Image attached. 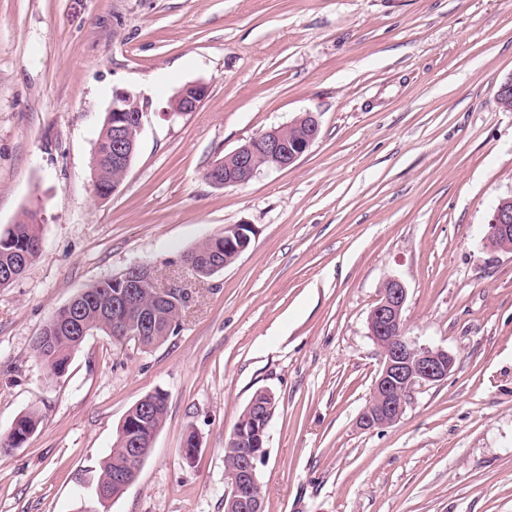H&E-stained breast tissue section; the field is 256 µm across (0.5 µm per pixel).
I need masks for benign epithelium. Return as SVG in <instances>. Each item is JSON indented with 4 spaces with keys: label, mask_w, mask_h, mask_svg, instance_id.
<instances>
[{
    "label": "benign epithelium",
    "mask_w": 512,
    "mask_h": 512,
    "mask_svg": "<svg viewBox=\"0 0 512 512\" xmlns=\"http://www.w3.org/2000/svg\"><path fill=\"white\" fill-rule=\"evenodd\" d=\"M208 93L204 82H192L179 90L172 101V111L184 114L195 112ZM112 115V166L126 175L131 166L135 142L143 129V107L139 98L126 90H118L109 108ZM297 121L307 123L304 138L289 142L285 140V127H274L254 136L251 141L214 162L209 170V179L217 187H237L249 183L263 171L256 163L255 147H260L270 169H286L294 165L315 143L319 124L311 114ZM249 224L224 226V248L237 247V253L245 247L236 246L250 239ZM488 236L493 239H512V200L500 201L494 209L489 223ZM124 290L112 296V307L117 309L138 299L142 289L148 287L151 297L158 302L171 300V288H159L153 270L142 264H133L123 273ZM407 299L405 284L396 277L386 279L379 288V296L368 316V335L380 353V366L375 376L368 404L358 419L362 430L382 428L397 423L405 404L413 392L422 386L433 385L448 378L453 372L455 358L443 348L419 344L407 336L403 317ZM266 455V449L252 450L239 468L225 472L227 489L224 499L230 503L242 502L262 512L261 485L257 478V463Z\"/></svg>",
    "instance_id": "7a95c632"
}]
</instances>
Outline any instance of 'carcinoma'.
<instances>
[{
  "label": "carcinoma",
  "instance_id": "carcinoma-1",
  "mask_svg": "<svg viewBox=\"0 0 512 512\" xmlns=\"http://www.w3.org/2000/svg\"><path fill=\"white\" fill-rule=\"evenodd\" d=\"M111 128L102 125L97 139V151L103 157L98 172L97 184L100 187H111L112 180L117 176L112 169L110 155ZM41 240L38 231V222L34 214H28L27 220L18 221L0 231V287H6L18 280L27 270L28 265L17 264L16 260L23 253L37 258L40 252ZM212 253L219 257L222 263L230 265L235 262L233 252L224 251V236L208 239L184 255V260L193 265L195 270H204L203 256ZM9 275H3V271ZM122 283L115 279L99 280L82 291V318L89 328L106 332L118 343L126 338L127 332L119 325H112V294L121 290ZM173 303L158 310L156 326L146 334L140 344L150 348L162 343L174 332L170 321L172 320ZM69 319L67 307L58 309L46 321L42 333L53 337L52 344L43 348L36 344L33 346L37 356L41 359L47 373L53 377L64 375L69 368L73 354L78 350L84 337L76 335L65 327ZM146 401L132 406L121 427L117 430L114 446L110 454L102 462L98 482L104 484L114 497L121 493V487L112 482V479L133 477L136 469V460L131 458L129 449H146L148 443L154 439L164 423L167 415L168 394L156 391L145 395ZM38 417L31 411L16 419L14 431L0 433V448H21L28 437L36 431ZM255 439L252 425L246 412H241L233 427L231 434L224 444V467L233 468L239 460L245 458L251 449V442Z\"/></svg>",
  "mask_w": 512,
  "mask_h": 512
}]
</instances>
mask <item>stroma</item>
<instances>
[{"label":"stroma","instance_id":"obj_1","mask_svg":"<svg viewBox=\"0 0 512 512\" xmlns=\"http://www.w3.org/2000/svg\"><path fill=\"white\" fill-rule=\"evenodd\" d=\"M510 75L512 0H0V227L44 217L38 258L0 288V431L40 419L0 456V512L92 505L119 425L156 390L165 422L108 512H224V442L259 390L277 400L265 512H512V251L487 239L512 197V112L495 102ZM196 81L200 108L172 113ZM118 89L146 110L103 200L90 158ZM308 113L319 136L295 165L205 181ZM242 223L255 234L233 264H184ZM139 262L189 295L174 333L150 349L94 333L47 378L48 318ZM390 277L409 336L456 363L364 431L367 319ZM14 431L8 432L7 429L0 433V448L2 452H14L23 448L28 437L37 429L38 417L31 411L19 416L16 420Z\"/></svg>","mask_w":512,"mask_h":512}]
</instances>
